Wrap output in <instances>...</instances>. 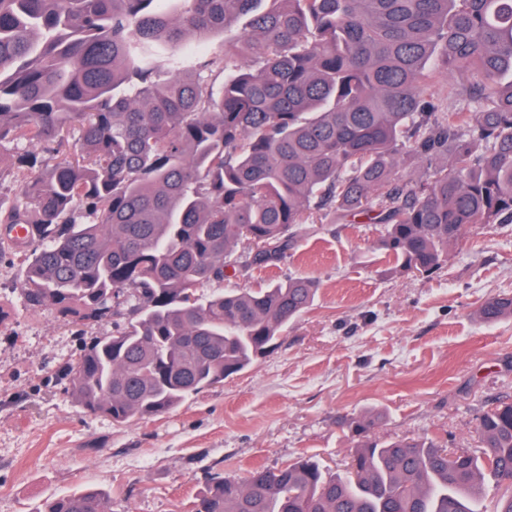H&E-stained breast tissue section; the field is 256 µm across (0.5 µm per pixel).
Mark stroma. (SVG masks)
I'll list each match as a JSON object with an SVG mask.
<instances>
[{"label":"stroma","mask_w":512,"mask_h":512,"mask_svg":"<svg viewBox=\"0 0 512 512\" xmlns=\"http://www.w3.org/2000/svg\"><path fill=\"white\" fill-rule=\"evenodd\" d=\"M382 233L324 223L277 265L225 278L233 290L304 276L318 291L244 372L125 426L67 391L68 365L115 324L28 309L21 266L0 255V512H40L84 487L104 492L111 512H189L218 476L306 456L343 473L355 442L346 420L376 412V438L478 449L479 416L512 400V319L475 316L487 298L512 294V224L469 226L428 278L382 249Z\"/></svg>","instance_id":"obj_1"}]
</instances>
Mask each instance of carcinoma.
<instances>
[{"instance_id":"cac0c4a2","label":"carcinoma","mask_w":512,"mask_h":512,"mask_svg":"<svg viewBox=\"0 0 512 512\" xmlns=\"http://www.w3.org/2000/svg\"><path fill=\"white\" fill-rule=\"evenodd\" d=\"M161 2L0 0V162L21 176L0 253L23 266L27 307L123 320L68 366L72 400L117 426L224 384L312 304L305 277L197 290L284 259L314 216H371L423 277L470 225L512 222V0ZM243 18L216 88L192 43ZM406 159L425 164L415 183ZM477 315L512 319V296ZM477 434L479 454L365 440L344 476L304 457L217 477L194 512H483L488 481L512 485V401ZM106 503L82 489L44 512Z\"/></svg>"}]
</instances>
